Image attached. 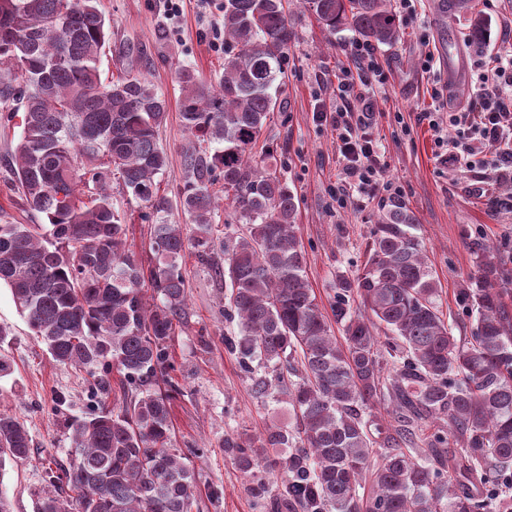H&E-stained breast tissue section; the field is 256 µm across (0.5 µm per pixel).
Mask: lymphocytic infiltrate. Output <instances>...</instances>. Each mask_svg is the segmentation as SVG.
<instances>
[{
    "label": "lymphocytic infiltrate",
    "instance_id": "lymphocytic-infiltrate-1",
    "mask_svg": "<svg viewBox=\"0 0 512 512\" xmlns=\"http://www.w3.org/2000/svg\"><path fill=\"white\" fill-rule=\"evenodd\" d=\"M352 54L355 69L337 75L336 103L319 107L315 117L336 134L343 177L331 191L338 206H345L350 191L367 187L378 197L401 196L402 188L383 178L380 156L372 138L373 86L385 84L386 73L379 67L373 47L356 43ZM475 92L468 107L446 113L434 110L418 113L427 123L440 149L442 164L472 173L476 184L487 177L512 182V42L504 41L495 58L478 56L475 62ZM464 130V137L449 136V128Z\"/></svg>",
    "mask_w": 512,
    "mask_h": 512
}]
</instances>
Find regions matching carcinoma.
<instances>
[{"label":"carcinoma","mask_w":512,"mask_h":512,"mask_svg":"<svg viewBox=\"0 0 512 512\" xmlns=\"http://www.w3.org/2000/svg\"><path fill=\"white\" fill-rule=\"evenodd\" d=\"M301 4L332 33L401 40L391 0ZM287 9L288 0H223L218 84L180 76L189 138L176 198L188 230L166 219L170 201L159 195L167 101L133 47L121 75L102 78L109 33L98 0H0V106L22 113L15 187L44 219L0 224V285L54 362L92 376L89 412L70 426L67 476L46 468L39 512H191L195 476L172 447L169 410V342L189 315L188 250L228 281L224 319L236 329L225 350L257 397L286 398L295 419L288 431L224 436L257 512H512V267L493 246L471 243L462 302L475 323L457 339L412 232L416 216L396 200L371 228L363 266L336 275L335 336L306 275L297 196L273 151L256 152L295 41ZM114 179L156 214L148 269L127 248ZM114 370L124 399L106 410L98 397ZM383 409L390 421L376 424L375 438L371 418ZM430 420L448 430L421 448ZM30 447L25 424L0 413V465Z\"/></svg>","instance_id":"cac0c4a2"}]
</instances>
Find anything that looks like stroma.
<instances>
[{"instance_id": "stroma-1", "label": "stroma", "mask_w": 512, "mask_h": 512, "mask_svg": "<svg viewBox=\"0 0 512 512\" xmlns=\"http://www.w3.org/2000/svg\"><path fill=\"white\" fill-rule=\"evenodd\" d=\"M474 3L490 22L480 42L471 40L465 18L440 13L434 0H419L414 15L401 20V42L375 50L389 79L372 96L384 175L401 185L403 199L417 217L415 232L441 284L440 309L461 340L471 331V319L461 304V290L473 270L468 243H490L512 263V213L492 212L486 198L471 191V174L437 160L432 133L416 116L431 106L433 89L447 77L440 66L421 73L418 61L427 53L440 55L451 40L466 58L478 50L496 53L512 30V0ZM100 8L110 23L109 46L101 61L104 74L122 72L125 49L136 44L146 55L143 75L167 101L159 143L169 163L159 180L161 194L174 196L181 182L180 151L188 137L179 116V74L188 69L207 82L220 77L223 59L212 51L208 31L213 16L200 0H185L178 32L172 36L157 0H100ZM289 21L296 40L278 85L281 107L261 141L276 148L288 185L298 197L297 235L306 252V275L325 309L335 293L337 274H353L363 265L366 238L383 205L357 191L345 208H335L330 189L342 171L336 135L313 120L316 98L328 105L335 102L336 73L351 64L356 35L347 29L328 32L295 0ZM18 134L17 120L0 110V224L35 220L12 185L9 156ZM111 192L115 210L127 216L130 249L140 262L149 263L151 222L144 217V207L129 201L120 187ZM181 265L190 317L177 325L170 340L172 377L179 388L170 416L173 444L186 456L200 489L192 512H254L242 473L224 453V435L253 434L271 422L290 428L294 421L287 404L256 398L236 359L225 352L229 325L224 320V292L208 268L191 252L185 253ZM0 324L11 329L7 344L0 346L11 366L9 375L0 378V413L24 421L32 440L29 458L6 463L0 470V491L11 512H37L45 467L58 472L68 466V423L86 410L89 377L51 360L3 286ZM213 488L221 489V499H209Z\"/></svg>"}]
</instances>
